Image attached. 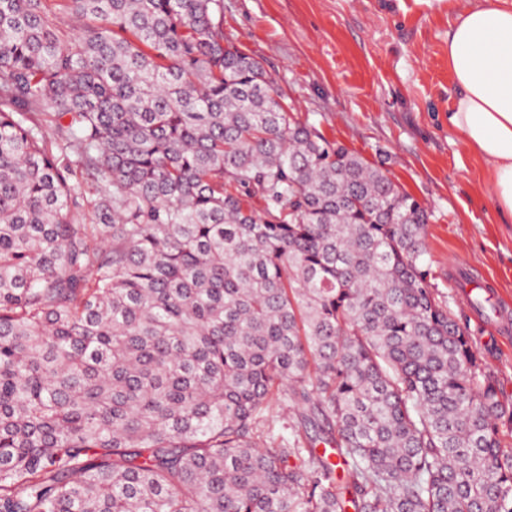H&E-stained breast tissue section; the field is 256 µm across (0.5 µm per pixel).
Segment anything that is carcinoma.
<instances>
[{"label": "carcinoma", "mask_w": 512, "mask_h": 512, "mask_svg": "<svg viewBox=\"0 0 512 512\" xmlns=\"http://www.w3.org/2000/svg\"><path fill=\"white\" fill-rule=\"evenodd\" d=\"M223 19L0 0V512H512L431 214Z\"/></svg>", "instance_id": "cac0c4a2"}]
</instances>
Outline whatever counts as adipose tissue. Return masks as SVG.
Segmentation results:
<instances>
[{
    "mask_svg": "<svg viewBox=\"0 0 512 512\" xmlns=\"http://www.w3.org/2000/svg\"><path fill=\"white\" fill-rule=\"evenodd\" d=\"M448 70L457 91L448 126L487 169V190L512 218V0H474L448 22Z\"/></svg>",
    "mask_w": 512,
    "mask_h": 512,
    "instance_id": "adipose-tissue-1",
    "label": "adipose tissue"
}]
</instances>
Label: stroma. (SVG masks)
Segmentation results:
<instances>
[{"instance_id": "stroma-1", "label": "stroma", "mask_w": 512, "mask_h": 512, "mask_svg": "<svg viewBox=\"0 0 512 512\" xmlns=\"http://www.w3.org/2000/svg\"><path fill=\"white\" fill-rule=\"evenodd\" d=\"M224 37L261 62L299 120L428 209L438 288L512 400V325H480L455 284L462 270L485 276L512 303V219L448 127V0H224Z\"/></svg>"}]
</instances>
